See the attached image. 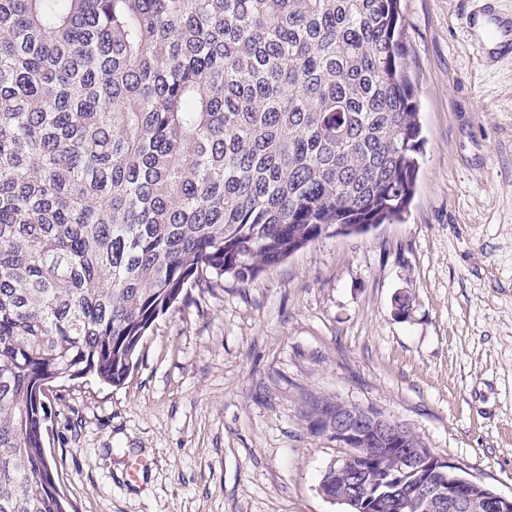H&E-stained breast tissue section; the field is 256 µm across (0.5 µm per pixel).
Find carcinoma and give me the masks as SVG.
<instances>
[{"instance_id": "1", "label": "carcinoma", "mask_w": 512, "mask_h": 512, "mask_svg": "<svg viewBox=\"0 0 512 512\" xmlns=\"http://www.w3.org/2000/svg\"><path fill=\"white\" fill-rule=\"evenodd\" d=\"M401 0H0V512H67L39 385H124L190 288L400 221Z\"/></svg>"}]
</instances>
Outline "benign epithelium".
Returning a JSON list of instances; mask_svg holds the SVG:
<instances>
[{"mask_svg":"<svg viewBox=\"0 0 512 512\" xmlns=\"http://www.w3.org/2000/svg\"><path fill=\"white\" fill-rule=\"evenodd\" d=\"M315 428L342 448L369 439L382 445L378 460L360 456L351 492L324 495L342 512H512V497L460 475L400 423L369 408L338 402Z\"/></svg>","mask_w":512,"mask_h":512,"instance_id":"1","label":"benign epithelium"}]
</instances>
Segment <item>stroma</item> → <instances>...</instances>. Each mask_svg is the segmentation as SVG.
<instances>
[{
  "instance_id": "35a3bbf8",
  "label": "stroma",
  "mask_w": 512,
  "mask_h": 512,
  "mask_svg": "<svg viewBox=\"0 0 512 512\" xmlns=\"http://www.w3.org/2000/svg\"><path fill=\"white\" fill-rule=\"evenodd\" d=\"M483 6L402 0L426 138L403 222L189 289L123 386L54 384L46 447L75 512H341L318 491L344 455L307 418L322 399L512 496V56L482 62Z\"/></svg>"
}]
</instances>
